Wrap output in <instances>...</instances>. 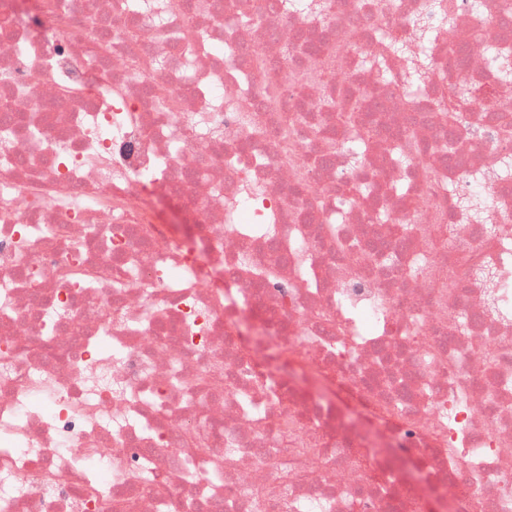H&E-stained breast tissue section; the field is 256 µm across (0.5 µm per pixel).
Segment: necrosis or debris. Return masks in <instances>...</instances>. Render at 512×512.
<instances>
[{
	"mask_svg": "<svg viewBox=\"0 0 512 512\" xmlns=\"http://www.w3.org/2000/svg\"><path fill=\"white\" fill-rule=\"evenodd\" d=\"M153 2L0 0V512H512V0ZM432 31L426 26L420 16L413 17L410 20L409 41H395L391 46V51L395 55H411V62L403 75V82L408 88H414L423 84L433 65L432 58L426 53H413L412 45H425L431 41Z\"/></svg>",
	"mask_w": 512,
	"mask_h": 512,
	"instance_id": "necrosis-or-debris-1",
	"label": "necrosis or debris"
}]
</instances>
